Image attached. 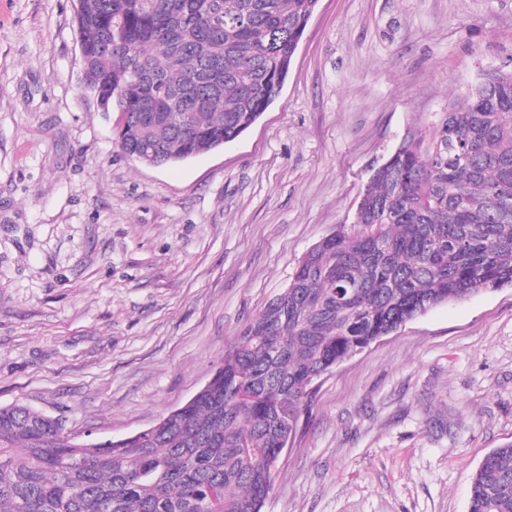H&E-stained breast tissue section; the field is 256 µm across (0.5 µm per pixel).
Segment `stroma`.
<instances>
[{
    "instance_id": "stroma-1",
    "label": "stroma",
    "mask_w": 512,
    "mask_h": 512,
    "mask_svg": "<svg viewBox=\"0 0 512 512\" xmlns=\"http://www.w3.org/2000/svg\"><path fill=\"white\" fill-rule=\"evenodd\" d=\"M77 0H0V406L125 437L212 377L372 168L488 66L512 0H319L240 138L147 167L85 89ZM512 441V287L428 310L319 379L262 512H468Z\"/></svg>"
}]
</instances>
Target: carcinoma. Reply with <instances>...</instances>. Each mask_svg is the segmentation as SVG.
<instances>
[{"label":"carcinoma","instance_id":"cac0c4a2","mask_svg":"<svg viewBox=\"0 0 512 512\" xmlns=\"http://www.w3.org/2000/svg\"><path fill=\"white\" fill-rule=\"evenodd\" d=\"M318 0H77L84 86L113 140L170 165L247 132L279 96ZM512 285V70L484 68L429 135L372 172L351 229L322 238L207 387L123 443L64 442L0 407V512H262L313 384L407 321ZM468 512H512V442Z\"/></svg>","mask_w":512,"mask_h":512}]
</instances>
